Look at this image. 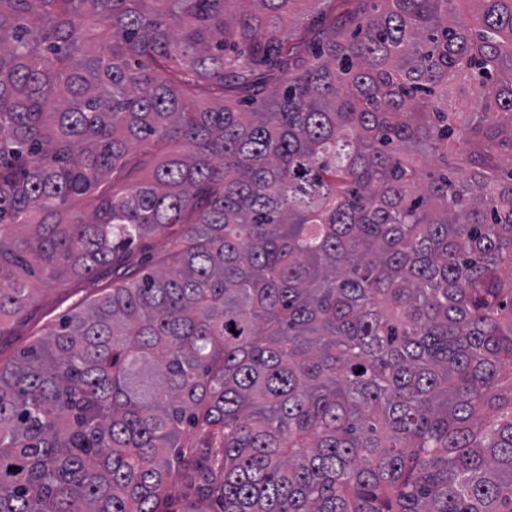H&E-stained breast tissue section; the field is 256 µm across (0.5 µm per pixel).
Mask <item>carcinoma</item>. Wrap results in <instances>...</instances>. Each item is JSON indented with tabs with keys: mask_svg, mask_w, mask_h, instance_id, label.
I'll list each match as a JSON object with an SVG mask.
<instances>
[{
	"mask_svg": "<svg viewBox=\"0 0 512 512\" xmlns=\"http://www.w3.org/2000/svg\"><path fill=\"white\" fill-rule=\"evenodd\" d=\"M365 2L0 0V512H512V0ZM146 249L143 252L148 257L147 265L151 268H160L169 265L171 243L165 236H154L146 241ZM36 302L11 322L10 332L0 338V355L6 361L27 347L39 331L71 305L89 300L101 294L112 285L111 277L74 279L66 278L64 283L54 286L41 285L36 280Z\"/></svg>",
	"mask_w": 512,
	"mask_h": 512,
	"instance_id": "carcinoma-1",
	"label": "carcinoma"
}]
</instances>
